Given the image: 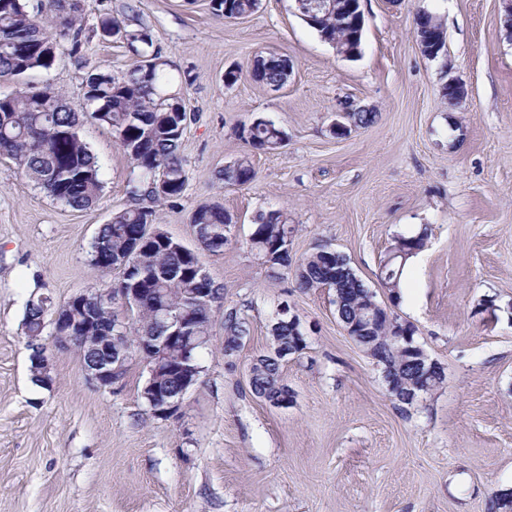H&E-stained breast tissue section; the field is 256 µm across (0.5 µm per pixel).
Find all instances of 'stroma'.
<instances>
[{"instance_id":"35a3bbf8","label":"stroma","mask_w":512,"mask_h":512,"mask_svg":"<svg viewBox=\"0 0 512 512\" xmlns=\"http://www.w3.org/2000/svg\"><path fill=\"white\" fill-rule=\"evenodd\" d=\"M169 60L194 118L181 153L183 194L160 226L188 247L190 217L217 201L234 215L223 252L202 258L224 286L205 367L174 417L151 415L138 393L145 364L131 359L109 388L90 383L74 349L47 342L53 384L30 372L25 304H62L107 274L89 262L91 243L128 204L133 166L112 132L83 121L101 159L103 190L77 211L46 197L0 157V512H487L512 488V29L504 0H361L360 54L347 59L299 15L295 0H260L226 20L210 0H82L85 65L60 54L32 82L63 88L83 113L87 66L121 75L135 55L91 34L99 16L126 2ZM426 12L445 28L433 59L416 41ZM287 56L292 73L274 89L229 67L260 54ZM465 85L452 106L441 86ZM376 109L377 121L344 136L331 125L345 99ZM262 117L285 144L254 153L238 130ZM249 156L256 177L218 186L215 174ZM288 212L298 260L328 242L438 362L445 382L406 405L389 396L380 365L345 332L334 295L271 277L247 241L259 213ZM426 233L420 263L405 267L397 300L379 261L397 236ZM307 346L281 371L295 395L277 408L251 391L252 358L269 345L280 307ZM250 333L224 354V313Z\"/></svg>"}]
</instances>
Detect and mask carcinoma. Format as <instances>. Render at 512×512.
<instances>
[{
    "instance_id": "cac0c4a2",
    "label": "carcinoma",
    "mask_w": 512,
    "mask_h": 512,
    "mask_svg": "<svg viewBox=\"0 0 512 512\" xmlns=\"http://www.w3.org/2000/svg\"><path fill=\"white\" fill-rule=\"evenodd\" d=\"M318 19L311 27L326 40L336 43V50L346 54L361 45L362 36L352 23L349 0H322ZM214 14L226 20L244 18L259 7V0H210ZM80 0H40L37 12L30 11L28 0H0V78L19 79L36 70H47L63 47L82 61ZM99 36L124 42L140 58L122 76L115 77L104 67L88 71L85 93L91 99L89 116L107 125L130 159L137 176L128 184L129 204L113 213L102 225L90 247L91 265L101 272L112 270V257L127 255L130 242L144 232L145 225L158 223L159 207L182 195L189 180L181 146L188 123L183 93L173 88L169 63L154 47L149 31L132 27L110 13L98 22ZM270 61L254 59L253 76L269 86H283L292 69L290 60L277 53ZM80 116L68 107L64 92L50 84L28 85L14 94L0 96V156L11 159L52 200L76 210L91 208L97 201L102 182L101 164L91 145L80 135ZM251 149L269 152L280 148L284 132L274 122L264 119L238 131ZM255 171L246 158L227 165L218 181L243 186L251 183ZM234 220L218 202L199 205L191 217L196 248H183L176 240L159 232L144 244L141 252L130 256L132 271L110 290H87L93 300V319L81 332L83 336H105L112 332V305L118 292L140 289L131 307L130 336H165L167 321L158 317L165 308L170 316L188 317L189 336H209L214 313L224 305V285L200 275L201 255L218 253L230 241L224 227ZM288 225V215L269 210L256 218L248 246L272 272L293 269L297 286L306 290L328 288L342 300L336 306L343 326L359 322L369 288L354 272L349 260L332 244L317 245L314 251L291 265L288 244L281 231ZM423 234L395 240L380 262L379 277L384 287L398 294L406 262L402 253L408 248L425 247ZM208 289L212 301L199 303V289ZM49 320L46 310L26 303L24 334L42 336ZM249 334L245 317L235 310L224 313V349L238 352ZM270 347L253 358L249 367L252 392L270 401L276 386L284 383L281 363L306 348L300 323H272ZM364 350L374 349L383 377L409 390L417 382L412 354L389 342L387 328L380 324L359 342Z\"/></svg>"
}]
</instances>
